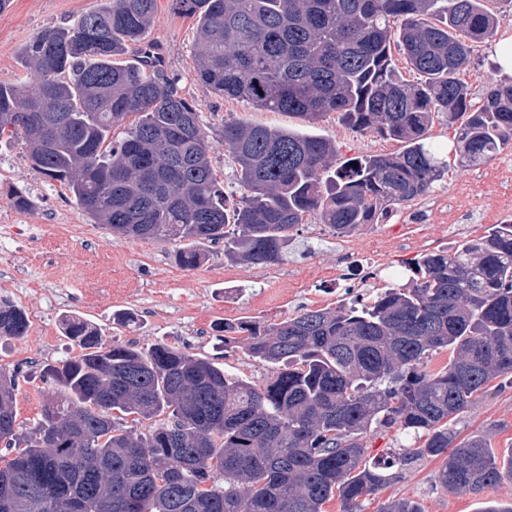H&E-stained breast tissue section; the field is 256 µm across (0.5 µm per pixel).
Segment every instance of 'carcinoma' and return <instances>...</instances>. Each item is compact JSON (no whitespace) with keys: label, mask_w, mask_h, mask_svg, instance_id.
<instances>
[{"label":"carcinoma","mask_w":512,"mask_h":512,"mask_svg":"<svg viewBox=\"0 0 512 512\" xmlns=\"http://www.w3.org/2000/svg\"><path fill=\"white\" fill-rule=\"evenodd\" d=\"M174 2L195 20L196 79L214 94L308 123L335 112L404 143L331 170V140L226 122L224 146L248 191L230 218L196 106L144 43L157 0H103L41 31L21 50L25 76L0 81V139L21 141L112 233L189 242L174 252L186 269L205 260L196 244L276 263L307 215L342 237L426 195L448 170L426 143L436 115L466 116L454 144L467 162L512 141V80L489 85L476 107L457 78L470 44L496 35L484 0ZM393 45L420 82L401 79ZM131 47L133 64L122 59ZM408 272L406 286L364 303L215 326L226 346L247 334L248 355L273 368L262 385L165 343L107 344L65 319L83 353L46 369L54 391L24 432L15 376L0 373V443L25 445L0 467V512H322L334 497L357 512L403 470L439 457L436 480L456 495L512 481V457L499 464L486 436L460 440L453 429L488 383L512 376V224L453 255L425 254ZM26 329L21 311L0 306L1 336ZM440 350L448 365L425 370ZM394 425L414 444L367 460L366 435ZM379 512L420 509L397 499Z\"/></svg>","instance_id":"carcinoma-1"}]
</instances>
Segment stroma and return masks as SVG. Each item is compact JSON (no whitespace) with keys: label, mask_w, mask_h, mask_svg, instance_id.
Returning a JSON list of instances; mask_svg holds the SVG:
<instances>
[{"label":"stroma","mask_w":512,"mask_h":512,"mask_svg":"<svg viewBox=\"0 0 512 512\" xmlns=\"http://www.w3.org/2000/svg\"><path fill=\"white\" fill-rule=\"evenodd\" d=\"M96 0H11L0 12V81L20 76L19 54L39 31L66 25L91 9ZM196 39L193 18L172 10L171 0H158L146 42L163 45L165 70L177 77L192 100L208 134L214 174L224 189L228 207L240 201L243 189L237 167L224 148L228 121L291 128L335 142L330 159L336 168L347 159L400 153L403 143L375 132H360L336 113L307 123L285 112L260 110L234 98H223L194 76L192 48ZM494 43H473L469 59L458 72L474 97L487 84L502 79L492 60ZM427 135L448 162L444 178L427 195L396 205L381 223L351 235L336 236L330 225L310 215L293 231L295 245L286 258L268 265H243L226 258L223 244H205L204 262L195 269L177 266L174 244L151 239L113 236L82 211L59 182L34 168L20 141L0 146V215L11 226L0 236V254H8L13 270L24 275L18 308L35 312L21 337L0 336V369L17 376V421L30 427L38 421L50 390L42 379L46 366L80 355L64 333L63 320L77 315L98 328L104 339L147 347L164 342L222 366L225 372L264 383L270 366L254 361L244 344L223 345L213 331L221 320L280 322L303 309L333 308L371 297L408 281L406 261L418 256V243L437 240L442 203L460 212L495 207L477 177L475 167L460 163L454 152L453 130L444 118L434 119ZM27 195L28 210L10 204L14 193ZM377 242L381 271H369L367 255H359L363 280L359 288H340L337 274L347 267L344 246L364 239ZM50 338H43V330ZM460 436L486 435L498 459L512 457V385L494 380L486 392L454 421ZM442 459H424L377 494L362 500L360 512H379L391 498L415 502L421 512H483L488 502L512 503V482L492 486L480 496H458L435 481Z\"/></svg>","instance_id":"stroma-1"}]
</instances>
